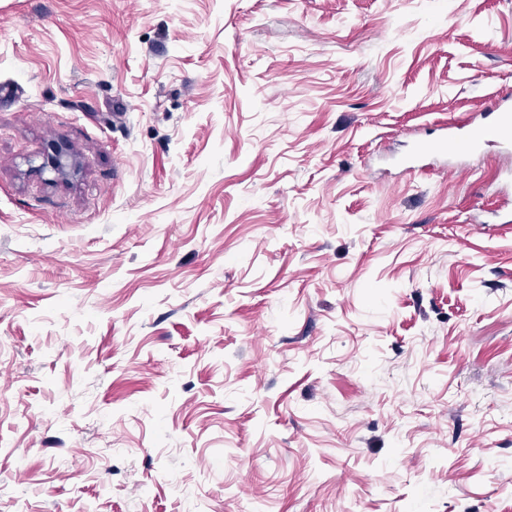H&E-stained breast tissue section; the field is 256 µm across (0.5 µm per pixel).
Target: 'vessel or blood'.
I'll return each mask as SVG.
<instances>
[{"mask_svg": "<svg viewBox=\"0 0 512 512\" xmlns=\"http://www.w3.org/2000/svg\"><path fill=\"white\" fill-rule=\"evenodd\" d=\"M490 112L494 117L492 128L472 123L451 127L447 136L434 142L421 143L417 148L418 156L434 153L451 156H466L496 146L502 149L512 147V96L498 94L493 96Z\"/></svg>", "mask_w": 512, "mask_h": 512, "instance_id": "b4317fda", "label": "vessel or blood"}]
</instances>
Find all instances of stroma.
<instances>
[{"mask_svg":"<svg viewBox=\"0 0 512 512\" xmlns=\"http://www.w3.org/2000/svg\"><path fill=\"white\" fill-rule=\"evenodd\" d=\"M508 88L512 0H0V512H512V152L402 163Z\"/></svg>","mask_w":512,"mask_h":512,"instance_id":"35a3bbf8","label":"stroma"}]
</instances>
